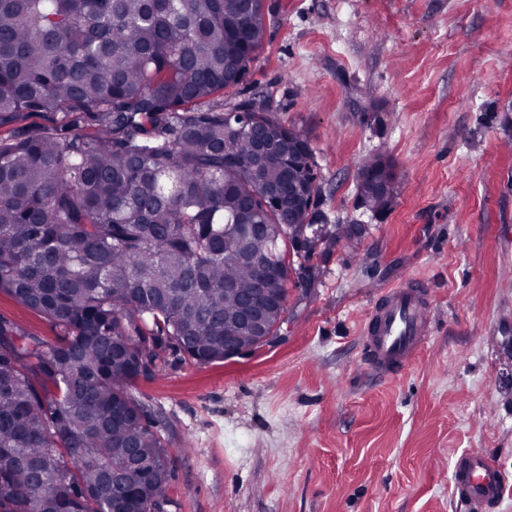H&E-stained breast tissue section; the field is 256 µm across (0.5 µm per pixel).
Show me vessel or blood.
<instances>
[{"instance_id": "b4317fda", "label": "vessel or blood", "mask_w": 512, "mask_h": 512, "mask_svg": "<svg viewBox=\"0 0 512 512\" xmlns=\"http://www.w3.org/2000/svg\"><path fill=\"white\" fill-rule=\"evenodd\" d=\"M428 284L417 277L382 289L373 302L363 331L362 361L371 372L390 376L408 368L433 333ZM506 475L494 455L471 451L453 466L455 496L467 512H492Z\"/></svg>"}]
</instances>
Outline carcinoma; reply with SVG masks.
Masks as SVG:
<instances>
[{
    "label": "carcinoma",
    "mask_w": 512,
    "mask_h": 512,
    "mask_svg": "<svg viewBox=\"0 0 512 512\" xmlns=\"http://www.w3.org/2000/svg\"><path fill=\"white\" fill-rule=\"evenodd\" d=\"M0 0V292L61 328L47 343L0 318V512H161L171 458L135 381L170 350L199 365L246 341L240 300L258 267L282 285L343 231L284 224L315 171L304 132L270 116L263 137L231 130L215 97L262 49V0ZM299 156L291 192L264 203ZM395 181L376 159L358 194L376 212ZM300 263H295V259Z\"/></svg>",
    "instance_id": "obj_1"
}]
</instances>
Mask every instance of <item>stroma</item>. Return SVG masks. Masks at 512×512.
<instances>
[{
	"instance_id": "stroma-1",
	"label": "stroma",
	"mask_w": 512,
	"mask_h": 512,
	"mask_svg": "<svg viewBox=\"0 0 512 512\" xmlns=\"http://www.w3.org/2000/svg\"><path fill=\"white\" fill-rule=\"evenodd\" d=\"M266 37L225 103L302 129L328 229L355 244L289 286L276 343L198 365L171 355L134 394L173 460L165 512H458V455L512 474V0H264ZM397 175L368 211L358 174ZM430 285L433 335L399 377L361 362L381 289ZM0 317L61 330L0 293ZM380 158L372 159L367 162L359 173L357 184L358 194L363 203L373 209L375 212L385 210L391 197L385 198L378 190V182L382 177L388 183L395 181V173L392 168L378 161Z\"/></svg>"
}]
</instances>
